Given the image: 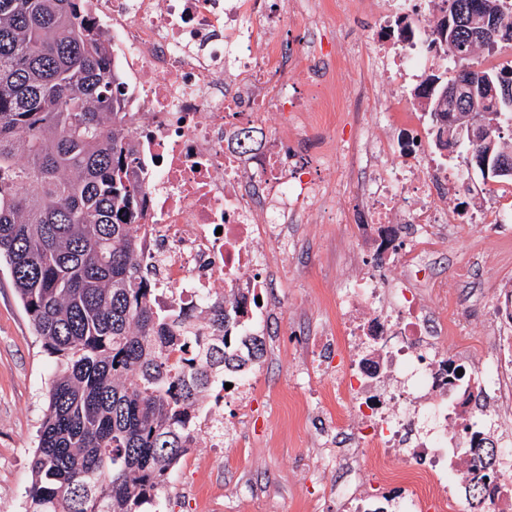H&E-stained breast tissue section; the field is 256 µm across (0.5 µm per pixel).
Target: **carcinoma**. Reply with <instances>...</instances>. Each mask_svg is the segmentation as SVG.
Masks as SVG:
<instances>
[{
	"instance_id": "1",
	"label": "carcinoma",
	"mask_w": 512,
	"mask_h": 512,
	"mask_svg": "<svg viewBox=\"0 0 512 512\" xmlns=\"http://www.w3.org/2000/svg\"><path fill=\"white\" fill-rule=\"evenodd\" d=\"M470 19L475 0H432ZM512 43V0H485ZM500 40L443 54L468 61ZM480 85L512 87V67L474 70ZM125 83L110 62L89 0H0V263L55 370L23 512H153L195 440V414L235 351L241 301L203 311L214 335L159 307L133 226L145 217L140 164L124 127ZM496 123L483 148L512 160V97L479 95L458 108ZM192 344L190 369L169 356ZM466 469L476 512L500 472L494 444L469 435Z\"/></svg>"
}]
</instances>
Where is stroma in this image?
<instances>
[{"instance_id": "35a3bbf8", "label": "stroma", "mask_w": 512, "mask_h": 512, "mask_svg": "<svg viewBox=\"0 0 512 512\" xmlns=\"http://www.w3.org/2000/svg\"><path fill=\"white\" fill-rule=\"evenodd\" d=\"M323 22L314 28L308 50L329 64L326 98L339 104L332 127L318 139L302 142L327 168L328 190L340 201L336 213L288 238V249L270 261L265 290L269 317L262 330L263 356L255 362L254 387L246 402L235 390L224 393V445L198 446L180 461L161 497L158 512H346L336 488L345 472L314 473L317 446L335 452L341 439L330 426L336 373L350 355L341 347L331 366H312V340L336 321V293L355 275L349 237L365 216L349 190L368 178L347 164L346 149L368 116L388 139L406 132L388 112L389 94L377 80L400 40L388 0H321ZM456 146L439 155L443 165L460 170L464 188L448 194V206L470 214L487 187L478 169ZM447 288L461 330L448 350L473 351L494 364L500 344L486 335L485 321L512 286V236L488 241L484 231L468 232L453 243L450 259L427 268ZM54 362L43 351L29 318L0 267V512H21L31 482L28 459L46 408L47 383Z\"/></svg>"}]
</instances>
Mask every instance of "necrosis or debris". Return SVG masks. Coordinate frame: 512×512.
I'll return each mask as SVG.
<instances>
[{
  "label": "necrosis or debris",
  "mask_w": 512,
  "mask_h": 512,
  "mask_svg": "<svg viewBox=\"0 0 512 512\" xmlns=\"http://www.w3.org/2000/svg\"><path fill=\"white\" fill-rule=\"evenodd\" d=\"M92 13L120 49L129 146L144 167L147 219L134 233L155 273L156 303L187 313L201 329V309L242 296L240 333L256 335L265 318L257 302L266 284L263 250L287 248V225L317 223L329 207L321 170L287 147L309 128L293 86L321 111L333 109L324 100V60L305 70L287 66L278 22L260 0H92ZM427 54V36L403 43L381 85L392 89L413 77ZM272 81L283 106L258 92ZM394 106L411 159L402 161L371 123L360 124L355 151L374 158L369 180L358 186L367 228L349 240L360 270L318 345L355 351L352 367L336 379V427L349 435L359 479L398 488L395 512H456L469 461L458 428L493 435L491 413L481 408L462 418L459 395L478 388L511 407L512 359L482 366L449 355L442 340L457 323L446 290L422 267L447 252L461 224L511 226L512 189L489 191L485 204L460 216L446 201L460 174L432 158L409 100L398 97ZM260 127L259 145L245 148L242 132ZM386 255L394 262L380 280L372 263ZM196 424L210 447H223L222 386Z\"/></svg>",
  "instance_id": "necrosis-or-debris-1"
}]
</instances>
